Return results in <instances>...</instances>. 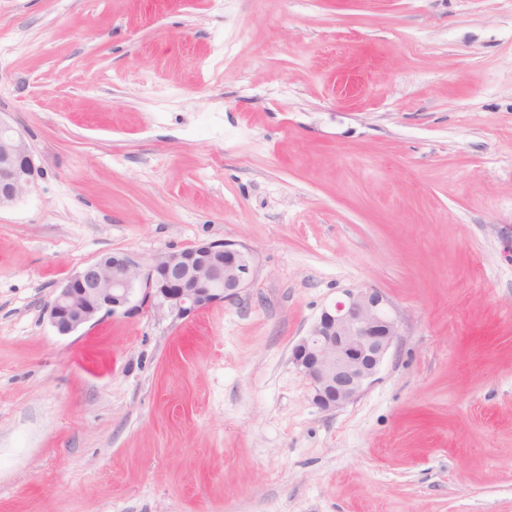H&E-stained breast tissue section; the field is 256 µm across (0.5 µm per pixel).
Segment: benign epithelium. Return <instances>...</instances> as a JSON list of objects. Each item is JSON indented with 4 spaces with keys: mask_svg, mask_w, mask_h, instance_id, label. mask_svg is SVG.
Returning a JSON list of instances; mask_svg holds the SVG:
<instances>
[{
    "mask_svg": "<svg viewBox=\"0 0 512 512\" xmlns=\"http://www.w3.org/2000/svg\"><path fill=\"white\" fill-rule=\"evenodd\" d=\"M41 175L24 130L0 120V209L34 193ZM258 272L254 250L231 240L202 241L145 265L110 253L66 280L47 308L48 321L63 336L137 309L176 324L237 300ZM398 336L399 315L385 293L346 290L294 346L292 361L309 379L313 402L332 410L356 401L376 381Z\"/></svg>",
    "mask_w": 512,
    "mask_h": 512,
    "instance_id": "obj_1",
    "label": "benign epithelium"
}]
</instances>
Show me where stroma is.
I'll list each match as a JSON object with an SVG mask.
<instances>
[{
	"label": "stroma",
	"instance_id": "stroma-1",
	"mask_svg": "<svg viewBox=\"0 0 512 512\" xmlns=\"http://www.w3.org/2000/svg\"><path fill=\"white\" fill-rule=\"evenodd\" d=\"M0 512H512V0H0ZM251 247L241 298L68 336L111 252ZM400 336L324 411L343 290ZM41 175L24 130L0 119V210L34 193ZM399 334L393 303L375 288L345 290L292 350L312 400L332 410L356 401L376 381Z\"/></svg>",
	"mask_w": 512,
	"mask_h": 512
}]
</instances>
